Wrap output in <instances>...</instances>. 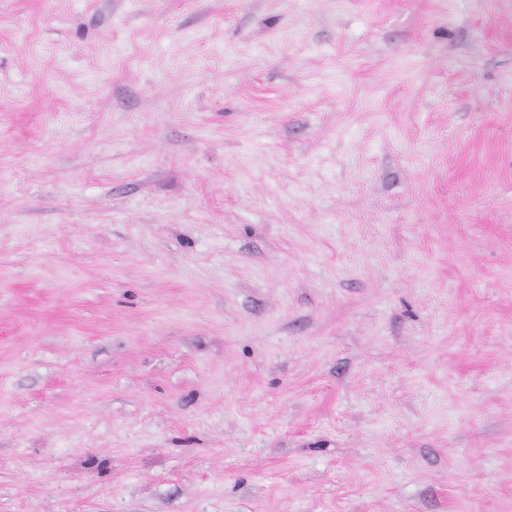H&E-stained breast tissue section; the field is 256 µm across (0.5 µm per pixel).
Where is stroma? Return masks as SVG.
<instances>
[{"instance_id": "35a3bbf8", "label": "stroma", "mask_w": 512, "mask_h": 512, "mask_svg": "<svg viewBox=\"0 0 512 512\" xmlns=\"http://www.w3.org/2000/svg\"><path fill=\"white\" fill-rule=\"evenodd\" d=\"M0 512H512V0H0Z\"/></svg>"}]
</instances>
